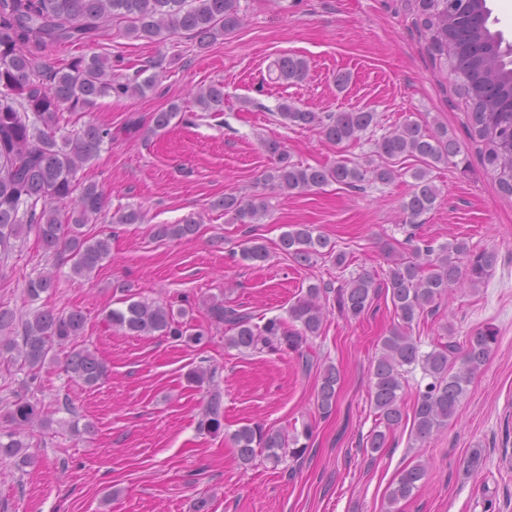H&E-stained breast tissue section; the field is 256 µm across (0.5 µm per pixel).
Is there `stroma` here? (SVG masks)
<instances>
[{
    "instance_id": "1",
    "label": "stroma",
    "mask_w": 512,
    "mask_h": 512,
    "mask_svg": "<svg viewBox=\"0 0 512 512\" xmlns=\"http://www.w3.org/2000/svg\"><path fill=\"white\" fill-rule=\"evenodd\" d=\"M241 9L238 29L204 50L185 34L157 45L112 32L90 47L115 57L120 80L140 69L160 75L144 94L97 98L82 116L110 126L112 140L81 177L107 190L111 208H141L146 221L117 227L111 256L91 280L72 279L60 267L48 305L84 312V339L107 374L88 387L55 365L43 369L53 423L35 432L32 465L0 462V512H384L399 472L417 463L427 476L399 512H512V197L499 192L469 136L466 104L430 54L418 0H241ZM284 54L308 60L304 81L269 80V65ZM340 70L352 77L343 92L333 82ZM214 82L224 86L223 111L196 112L197 89ZM286 100L314 112L364 107L376 112L377 124L357 143L339 146L316 130L282 124L277 107ZM173 102L194 113L193 122L176 119L153 132L152 113ZM407 119L429 132L446 127L461 147L454 162L431 169L441 197L416 223L401 208L423 166L415 157L400 161L394 182L362 193L332 183L271 195L268 216L248 230L215 206L227 194L262 191V175L275 163L264 140L281 141L292 161L330 166L367 159L373 141ZM190 215L200 222L196 235L153 238V225ZM292 224L311 225L346 251V266L327 257L308 265L288 259L278 242ZM456 237L477 251L496 250V267L484 284L454 289L424 312L413 335L425 351L448 326L461 346L487 327L498 341L455 415L426 442L412 434L414 404L427 382L417 368L406 376L403 420L386 448H365L376 426L372 363L381 337L400 323L385 291L356 319L338 312L334 296L323 301L314 349L341 376L328 416L317 409L318 371H305L295 353H243L225 343L223 328L208 324L211 297L259 321L284 318L309 284L337 286L364 270L384 282V246L400 250L410 239L436 248ZM252 238L269 250L267 261L240 260ZM42 264L34 245L16 251L0 304L24 308L27 279ZM124 283L140 299L175 310L192 302L193 322L209 326L211 342L199 348L106 329L103 317ZM205 362L218 369L214 386L189 387L187 372ZM214 391L224 416L216 436L197 430ZM74 417L84 432L70 431ZM307 422L313 434L301 458L276 466L260 457L247 466L239 461V428L260 424L289 438Z\"/></svg>"
}]
</instances>
